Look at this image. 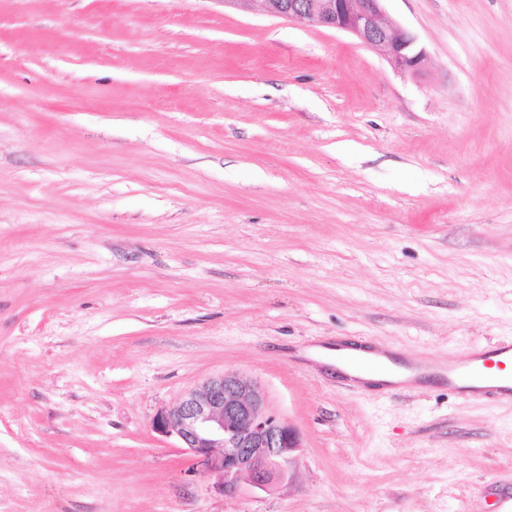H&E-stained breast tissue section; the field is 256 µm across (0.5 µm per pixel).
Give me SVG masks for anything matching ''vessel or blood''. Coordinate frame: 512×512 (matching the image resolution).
<instances>
[{
    "mask_svg": "<svg viewBox=\"0 0 512 512\" xmlns=\"http://www.w3.org/2000/svg\"><path fill=\"white\" fill-rule=\"evenodd\" d=\"M512 362V342L472 350L462 362L440 364L439 370L449 389L469 398L495 397L512 400V374L506 367Z\"/></svg>",
    "mask_w": 512,
    "mask_h": 512,
    "instance_id": "1",
    "label": "vessel or blood"
}]
</instances>
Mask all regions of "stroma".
Segmentation results:
<instances>
[{
  "instance_id": "stroma-1",
  "label": "stroma",
  "mask_w": 512,
  "mask_h": 512,
  "mask_svg": "<svg viewBox=\"0 0 512 512\" xmlns=\"http://www.w3.org/2000/svg\"><path fill=\"white\" fill-rule=\"evenodd\" d=\"M428 56L224 0H0V512H493L512 404L438 378L512 337V0H384ZM259 381L274 490L194 477L151 422ZM341 352H351L356 354H362L348 350H336V365L351 378L357 379L361 382L378 384H396L401 382H407L418 378L421 375L429 374L430 372H415L405 367L394 363L387 357H383V370L374 375H364L357 372L355 369L349 368L343 362L337 359V355Z\"/></svg>"
}]
</instances>
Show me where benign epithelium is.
<instances>
[{
  "instance_id": "benign-epithelium-1",
  "label": "benign epithelium",
  "mask_w": 512,
  "mask_h": 512,
  "mask_svg": "<svg viewBox=\"0 0 512 512\" xmlns=\"http://www.w3.org/2000/svg\"><path fill=\"white\" fill-rule=\"evenodd\" d=\"M383 0H224L255 5L275 18L351 34L383 51L394 70L418 75L427 54L409 31L384 17ZM152 430L174 438L192 461L194 476L216 475L214 490L236 495L241 482L269 491L285 480L302 448L299 430L274 411L264 387L237 374L210 377L159 410Z\"/></svg>"
}]
</instances>
